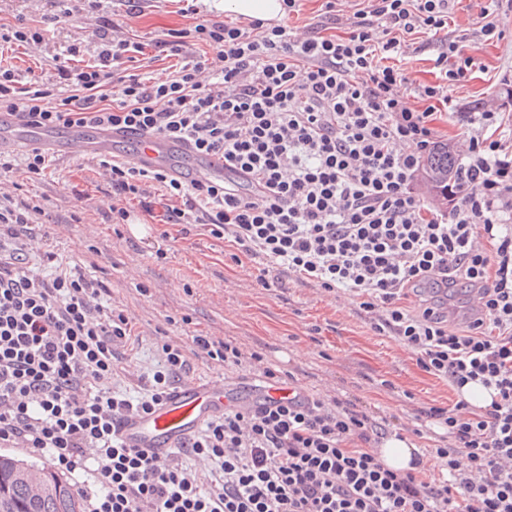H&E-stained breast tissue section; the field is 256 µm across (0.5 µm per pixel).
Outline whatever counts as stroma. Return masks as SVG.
Here are the masks:
<instances>
[{"mask_svg": "<svg viewBox=\"0 0 512 512\" xmlns=\"http://www.w3.org/2000/svg\"><path fill=\"white\" fill-rule=\"evenodd\" d=\"M485 0H457L455 31H468L464 52L478 64L452 97L465 112L493 106L504 124L512 123V0H501L495 13L506 37L485 41L473 33ZM48 0H0V26L20 24L44 28L41 47L16 52L10 63L24 76L51 80L56 56L68 45L79 55L71 65L93 61L92 36L101 18L123 27L125 36L143 43L128 68L133 73L160 74L169 65L156 56L153 44L171 29L193 26L198 19L227 24L238 17L203 0L198 15L184 13L180 0H140V11L129 15L125 0H86L79 19L45 23ZM432 39L416 34L402 60L408 82L403 93L435 79ZM0 186L17 190L45 207L35 226L32 248L49 246L55 254L104 281L114 304L127 310L133 331L141 338L129 376L121 384L137 394L140 374L154 370L164 341L190 342L203 334L233 341L244 353H261L268 366L293 376L313 393L357 397L391 418L398 430L417 428L420 406L451 407L457 392L423 371L416 356L393 338L375 333L355 304L315 287L290 282L287 289L267 291L254 282L250 260L234 262L232 246L208 235L197 224L153 223L137 213L134 223L111 224L104 211L112 189L96 160L53 157L41 176L16 168L0 175ZM154 233L168 232L175 242L165 259H156L143 243L145 225Z\"/></svg>", "mask_w": 512, "mask_h": 512, "instance_id": "35a3bbf8", "label": "stroma"}]
</instances>
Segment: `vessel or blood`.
I'll return each mask as SVG.
<instances>
[{
	"mask_svg": "<svg viewBox=\"0 0 512 512\" xmlns=\"http://www.w3.org/2000/svg\"><path fill=\"white\" fill-rule=\"evenodd\" d=\"M127 140L134 143L131 160L137 166L161 169L186 181L224 177L223 155L199 154L188 144L163 136L131 138L116 130L93 131L76 125L68 128L27 126L9 113H0V152L42 149L66 156L107 157L112 154L114 144ZM300 393L299 387L291 385L273 390L258 387L245 396L222 380L190 381L150 413L129 414L120 428V437L127 447L162 459L171 456L188 436L225 407L244 404L248 399L292 398Z\"/></svg>",
	"mask_w": 512,
	"mask_h": 512,
	"instance_id": "1",
	"label": "vessel or blood"
}]
</instances>
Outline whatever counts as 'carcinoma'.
Instances as JSON below:
<instances>
[{
  "instance_id": "1",
  "label": "carcinoma",
  "mask_w": 512,
  "mask_h": 512,
  "mask_svg": "<svg viewBox=\"0 0 512 512\" xmlns=\"http://www.w3.org/2000/svg\"><path fill=\"white\" fill-rule=\"evenodd\" d=\"M455 162L453 150L441 143L423 160L421 177L438 199H448V172ZM30 467L26 461L0 454V512H84L81 498L55 471L39 468L47 483L57 492L43 496L27 485L21 471Z\"/></svg>"
}]
</instances>
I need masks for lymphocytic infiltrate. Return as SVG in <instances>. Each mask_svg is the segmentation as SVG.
<instances>
[{
  "label": "lymphocytic infiltrate",
  "mask_w": 512,
  "mask_h": 512,
  "mask_svg": "<svg viewBox=\"0 0 512 512\" xmlns=\"http://www.w3.org/2000/svg\"><path fill=\"white\" fill-rule=\"evenodd\" d=\"M455 0H367L341 23L325 0L323 25L341 35L295 38L287 25L202 20L156 47L177 64L166 77L128 73L134 44L104 21L97 63L57 69L58 81L21 85L0 65V112L30 125L107 127L189 142L222 154L224 178L187 182L163 170L100 159L110 172L107 217L124 224L131 205L164 224H198L257 266L256 283L285 288L297 277L348 294L378 334L411 350L454 389L492 390L489 405L459 400L420 407L445 441L388 468L379 452L387 418L359 399L308 393L233 407L185 442L192 469L123 445L127 414L147 413L190 373L192 359L277 370L229 340L196 335L164 343L142 392L117 390L121 350L135 335L108 288L47 252L28 251L35 201L0 197V447L90 471L87 512H512V136L499 112L457 111L450 86L476 62L448 38ZM436 39V82L401 93L407 38ZM202 42L223 66L206 73L188 45ZM464 127L468 153L448 184L453 206L429 209L415 193L421 160L437 144L438 108ZM480 289L482 314L456 327L448 302Z\"/></svg>",
  "instance_id": "f902f5d3"
}]
</instances>
